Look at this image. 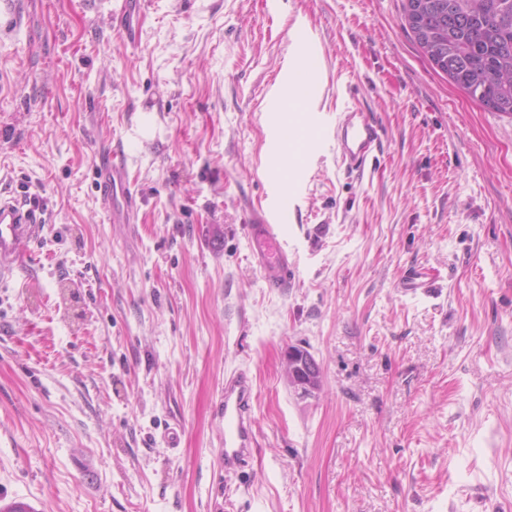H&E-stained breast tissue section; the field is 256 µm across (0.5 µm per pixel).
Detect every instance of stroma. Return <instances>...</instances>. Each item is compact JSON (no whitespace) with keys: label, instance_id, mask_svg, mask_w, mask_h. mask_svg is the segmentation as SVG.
Here are the masks:
<instances>
[{"label":"stroma","instance_id":"obj_1","mask_svg":"<svg viewBox=\"0 0 512 512\" xmlns=\"http://www.w3.org/2000/svg\"><path fill=\"white\" fill-rule=\"evenodd\" d=\"M141 2L133 43L120 0L0 14V189L48 205L0 280V510L512 512V116L433 66L405 0ZM305 52L307 123L383 127L361 174L329 135L276 167ZM107 150L128 219L98 191ZM279 194L285 290L247 229ZM415 267L437 297L405 291ZM293 345L316 397L288 385ZM238 369L256 445L228 476ZM100 189L105 197V202L112 205V198L119 193L123 207L127 211L132 210L136 205L134 193L127 186L124 167L121 163L114 161L112 153L108 155L103 164L99 166ZM113 208V205H112ZM293 347L286 355L288 384L302 395L314 396L319 391V366L305 347ZM254 380L247 370L224 379L223 460L224 473L234 474L246 467L255 450Z\"/></svg>","mask_w":512,"mask_h":512}]
</instances>
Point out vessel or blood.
<instances>
[{
  "label": "vessel or blood",
  "mask_w": 512,
  "mask_h": 512,
  "mask_svg": "<svg viewBox=\"0 0 512 512\" xmlns=\"http://www.w3.org/2000/svg\"><path fill=\"white\" fill-rule=\"evenodd\" d=\"M138 0H121L117 21L128 40H136L138 26L134 21ZM336 151L342 165L350 172H363L368 159L379 152L383 131L374 118L362 109L345 113L335 133ZM100 189L105 199L120 195L126 209L136 205L134 193L125 180L122 164L105 159L99 166ZM288 220L284 200L273 202L270 213L253 215L249 225L251 256L268 284L287 287L291 277L288 254L279 227ZM42 219L34 206L11 195L0 194V277L12 275L26 256L28 244L41 232ZM254 380L247 370L235 372L224 381L222 400L224 415L223 460L225 474L246 467L253 455L256 439L253 408Z\"/></svg>",
  "instance_id": "1"
}]
</instances>
